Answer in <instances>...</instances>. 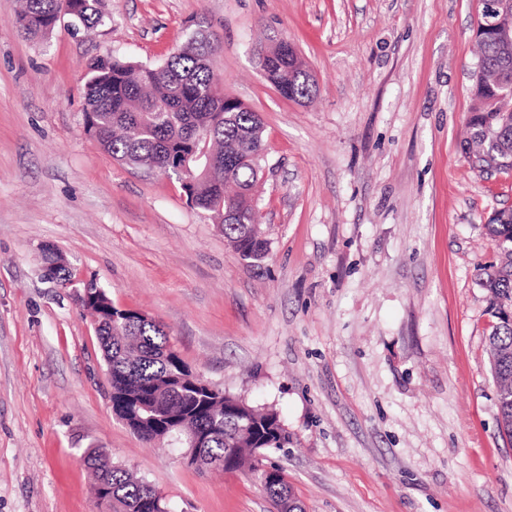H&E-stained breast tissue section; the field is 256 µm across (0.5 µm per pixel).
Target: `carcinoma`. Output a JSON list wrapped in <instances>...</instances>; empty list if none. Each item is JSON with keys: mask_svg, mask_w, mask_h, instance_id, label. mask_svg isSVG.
Instances as JSON below:
<instances>
[{"mask_svg": "<svg viewBox=\"0 0 512 512\" xmlns=\"http://www.w3.org/2000/svg\"><path fill=\"white\" fill-rule=\"evenodd\" d=\"M74 29L104 23L101 0H73ZM59 0H23L16 17L18 30L28 37H45L57 25ZM483 70L472 87L475 100L462 152L471 167L486 174L512 171V101L501 96V78H512V52L493 34L478 38ZM219 45L204 30L194 32L160 66L124 62L110 55L95 59L84 83V128L113 159L137 168L162 170L185 158L190 171L176 177L195 208L224 230V238L240 258L260 260L269 242L258 224L257 188L261 166L242 158L263 142L264 127L257 113L224 94V85L209 67ZM270 75L282 80L288 99L314 97L317 86L301 58L286 47L265 49ZM487 233L501 247L498 262L483 269L481 285L490 294L496 323L488 336L491 371L498 384V424L512 439V205L493 211ZM109 296L91 302L97 311L99 344L112 371V411L126 414L137 403L153 406L162 420L144 411L133 429L147 442H170L184 426L209 433L204 449L209 463L222 471L248 470L279 508L288 502L303 512L284 472L262 480L252 449L279 450L288 433L278 412L257 408L224 391L210 393L197 385L192 373L171 349L168 333L136 309L106 305ZM83 461L94 479V493L112 500V512H161L151 500L153 488L133 472L112 461L101 448L84 450Z\"/></svg>", "mask_w": 512, "mask_h": 512, "instance_id": "obj_1", "label": "carcinoma"}]
</instances>
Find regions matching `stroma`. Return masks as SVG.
Instances as JSON below:
<instances>
[{"instance_id":"obj_1","label":"stroma","mask_w":512,"mask_h":512,"mask_svg":"<svg viewBox=\"0 0 512 512\" xmlns=\"http://www.w3.org/2000/svg\"><path fill=\"white\" fill-rule=\"evenodd\" d=\"M0 0V512H99L85 448L107 449L171 512H271L245 471H198L112 413L73 277L164 325L204 381L274 407L267 455L305 512H512L480 266L512 174L460 143L482 0H102L106 25L31 39ZM226 94L264 125L267 256L241 259L178 183L86 133L102 55L157 66L197 29ZM279 34L318 86L284 99L255 44Z\"/></svg>"}]
</instances>
